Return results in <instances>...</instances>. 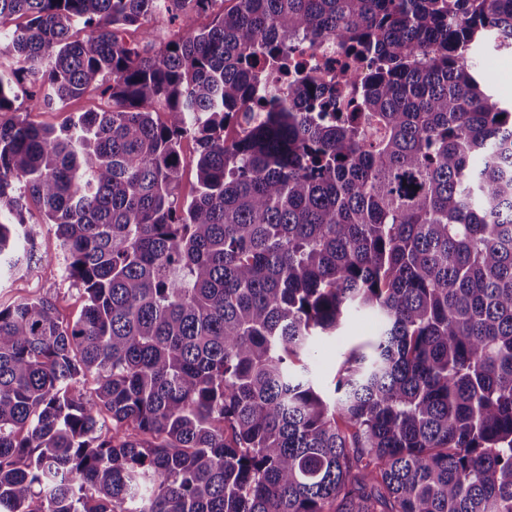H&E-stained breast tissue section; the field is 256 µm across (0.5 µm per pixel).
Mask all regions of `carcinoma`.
<instances>
[{
	"label": "carcinoma",
	"mask_w": 512,
	"mask_h": 512,
	"mask_svg": "<svg viewBox=\"0 0 512 512\" xmlns=\"http://www.w3.org/2000/svg\"><path fill=\"white\" fill-rule=\"evenodd\" d=\"M216 2L0 0V268L53 272L33 203L85 298L0 303V512H512V0ZM178 23L171 22L167 16L159 15L152 17L142 27L130 28L123 31L125 42H133L141 47L147 48L152 55L163 50L165 45L176 36H179ZM301 53L307 62V69L322 83H336L341 73L336 61L343 58V50L336 43L307 42L301 46ZM474 61L486 87L504 101L512 102V51L488 47L477 52ZM111 106L112 105L107 103L105 99L94 92H90L80 98L72 100L64 111L45 109L42 112L32 114L30 119L43 126L58 128L65 123L70 115L80 112H99ZM198 145L192 137H185L180 142V153L184 159L181 180L178 186V194L181 199H190L196 191V171L194 160L197 155ZM374 321L363 317L362 313H354L348 320L346 329L336 336V339L324 340L317 343V354L314 359V372L322 383H329L341 354L352 343L367 341L373 336Z\"/></svg>",
	"instance_id": "1"
}]
</instances>
